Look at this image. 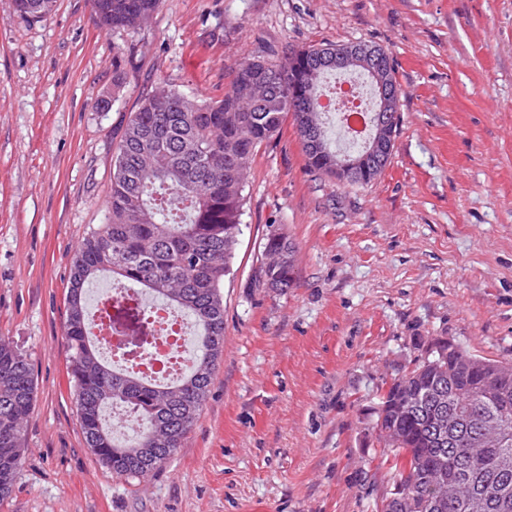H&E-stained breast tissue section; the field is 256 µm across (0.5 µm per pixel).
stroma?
<instances>
[{
  "label": "stroma",
  "instance_id": "stroma-1",
  "mask_svg": "<svg viewBox=\"0 0 512 512\" xmlns=\"http://www.w3.org/2000/svg\"><path fill=\"white\" fill-rule=\"evenodd\" d=\"M363 41L401 89L374 182L261 146L224 278V354L170 462L118 480L87 448L64 335L72 259L104 223L120 131L162 82L222 98L236 63ZM295 286L261 288L270 232ZM0 336L36 384L0 512H377L381 392L437 342L512 362V0H159L134 31L90 0L31 22L0 0Z\"/></svg>",
  "mask_w": 512,
  "mask_h": 512
}]
</instances>
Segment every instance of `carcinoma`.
Listing matches in <instances>:
<instances>
[{"mask_svg": "<svg viewBox=\"0 0 512 512\" xmlns=\"http://www.w3.org/2000/svg\"><path fill=\"white\" fill-rule=\"evenodd\" d=\"M20 16L38 21L56 0H22ZM159 0H91L101 25L136 30ZM327 75L307 91L306 64L292 49L284 62L258 56L237 65L230 91L220 100H189L159 84L144 93L120 137L106 222L77 250L71 268L66 336L77 414L87 447L119 479H136L150 463L162 470L192 430L209 396L215 367L224 352V276L241 233L244 188L259 147L277 136L292 117L306 143L304 117L325 118L321 98ZM292 251L282 233H270L263 252ZM100 278L126 289L122 296L134 315L135 342L112 357L91 331L86 288ZM294 265L263 266L258 285L290 288ZM155 299L190 318L196 347L189 372L148 376L134 371L137 353L155 336L152 313L142 298ZM445 355L428 352L414 368L394 379L380 401L375 428L386 446L392 487L399 508L380 512H464L448 501V474L479 485L506 478L496 461L504 446H480L482 417L512 422V365L477 357L458 365L450 345ZM499 384L508 401L483 400L484 380ZM461 401L474 417L446 429L439 441L432 429L434 400ZM35 382L26 355L0 337V503L8 500L22 467L26 421L33 409ZM136 415L129 439L115 438L108 409Z\"/></svg>", "mask_w": 512, "mask_h": 512, "instance_id": "cac0c4a2", "label": "carcinoma"}]
</instances>
